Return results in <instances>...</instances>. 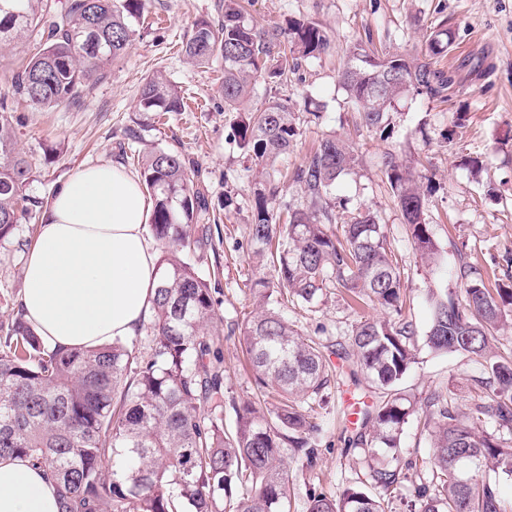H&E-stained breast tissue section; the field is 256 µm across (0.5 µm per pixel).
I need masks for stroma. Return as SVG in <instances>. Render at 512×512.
I'll list each match as a JSON object with an SVG mask.
<instances>
[{
	"mask_svg": "<svg viewBox=\"0 0 512 512\" xmlns=\"http://www.w3.org/2000/svg\"><path fill=\"white\" fill-rule=\"evenodd\" d=\"M245 6L248 19L260 29L303 17L327 31V54L304 63L287 81L258 83L251 104L257 107L275 97L293 107L299 135L285 167L301 164L332 132L354 148L359 164L341 177L335 196L349 207L370 209L384 224L402 260L403 294L419 334L430 325L431 291L459 292L465 273L489 284L512 275V0H245ZM223 14L224 0H146L126 54L110 65L104 79L91 83L80 104L43 112L17 103L15 147L33 166L26 193L43 203L85 164L113 162L133 172L132 154L154 149L193 159L194 177L207 185L218 220L211 247L187 257L212 278L219 327L226 334L224 388L246 399L253 397L255 385L238 335L254 307L253 282L271 275L247 237L257 168L232 140L236 115L224 109L223 61L195 66L181 52L196 21L215 24ZM442 24L453 31L455 45L437 65L458 71L462 90L444 100L402 99L396 133L389 140L356 131L357 114L338 84L347 45L369 36L385 52L415 57ZM159 73L181 87L187 102L184 111L161 119L140 108L145 79ZM390 149L417 172L438 246L434 263H424L413 249L402 214L382 181L379 162ZM36 236L33 222L24 218L14 236L0 242V324L16 316ZM284 313L304 335L326 345L347 341L361 318L388 316L379 307H359L337 290L324 295L315 309L292 304ZM417 348L402 390L421 399L444 386L456 405L469 408L474 381L481 375L479 362L465 354L432 351L422 342ZM332 365L317 465L306 468L293 455L287 460L291 512H302L308 489L339 494L361 467L359 451L346 440L360 428L357 412L372 404L379 391L365 378L352 385L349 363L336 359Z\"/></svg>",
	"mask_w": 512,
	"mask_h": 512,
	"instance_id": "obj_1",
	"label": "stroma"
}]
</instances>
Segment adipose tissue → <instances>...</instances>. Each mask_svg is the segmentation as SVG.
Returning <instances> with one entry per match:
<instances>
[{"label": "adipose tissue", "mask_w": 512, "mask_h": 512, "mask_svg": "<svg viewBox=\"0 0 512 512\" xmlns=\"http://www.w3.org/2000/svg\"><path fill=\"white\" fill-rule=\"evenodd\" d=\"M151 205L136 175L111 162L80 167L53 195L26 261V321L44 339L91 348L137 335L153 306ZM44 471L0 457V512H58Z\"/></svg>", "instance_id": "adipose-tissue-1"}]
</instances>
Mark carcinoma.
<instances>
[{"instance_id":"cac0c4a2","label":"carcinoma","mask_w":512,"mask_h":512,"mask_svg":"<svg viewBox=\"0 0 512 512\" xmlns=\"http://www.w3.org/2000/svg\"><path fill=\"white\" fill-rule=\"evenodd\" d=\"M144 7L145 0H0V57L35 32L44 39L14 74L11 93L0 95L1 241L17 226L31 174L15 149V103L49 110L80 99L125 55ZM453 42L451 30L437 29L420 62L381 56L363 42L350 46L339 83L360 126L386 141L401 99L444 98L454 76L432 59ZM329 49L317 23L292 18L286 28L259 30L239 0H224L220 25L197 22L183 46L193 64L224 61V108L239 113L234 139L259 166L248 230L255 256L269 257L274 275L255 280L261 303L246 317L239 342L256 388L274 398L272 407L224 393V334L211 279L183 258L185 250L208 245L214 209L181 153L137 155L142 186L154 200L150 229L161 244L144 349L120 340L63 349L39 336L20 312L5 327L0 457L23 456L42 468L57 489L59 512H290L286 451L316 465L332 368L326 345L300 334L279 312V297L313 308L330 288L395 318L362 319L348 343H336V357L356 364L352 384L361 373L381 396L359 412L363 431L352 440L365 459L362 473L338 498L309 493L306 512H392L387 494L410 471L417 477L415 512H512L497 483L477 476L488 470L512 478V446L498 436L512 433V358L490 354L494 332L512 317V279L492 288L481 278L466 280L462 301L451 295L435 301L426 334L435 352L481 359L487 377L476 386L487 398L462 415L441 388L422 400L400 392L416 360L418 330L403 312L399 260L373 213L340 211L332 202L336 181L356 162L353 150L333 134L322 138L290 174L303 198L294 205L274 179V163L297 139L295 112L279 98L244 107L258 81L275 83ZM140 106L163 113L186 108L180 86L161 75L146 79ZM381 172L409 240L422 258L435 260L438 247L415 172L393 152L382 157ZM418 413L431 448L430 464L421 467L416 459H399L404 427ZM488 423L497 432L485 430Z\"/></svg>"}]
</instances>
